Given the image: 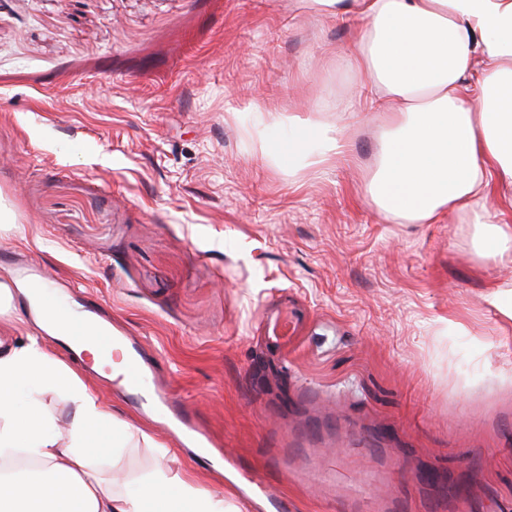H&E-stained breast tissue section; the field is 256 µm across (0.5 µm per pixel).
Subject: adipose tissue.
I'll use <instances>...</instances> for the list:
<instances>
[{
    "label": "adipose tissue",
    "mask_w": 512,
    "mask_h": 512,
    "mask_svg": "<svg viewBox=\"0 0 512 512\" xmlns=\"http://www.w3.org/2000/svg\"><path fill=\"white\" fill-rule=\"evenodd\" d=\"M319 14L359 20L342 64L369 91L386 127L370 202L404 224H424L463 210L484 225L483 251L512 265V225L499 191L512 188V0H308ZM287 142H272L296 168L318 151L345 154L346 135L292 115ZM27 386L62 389L71 403L66 438L38 405H19ZM68 363L52 359L40 337L0 341V463H33L23 476L0 478V512H173L175 484L193 512H224L223 498L194 477L144 479L134 491L120 473L103 477L92 455L98 428L111 424Z\"/></svg>",
    "instance_id": "ef3b65f1"
}]
</instances>
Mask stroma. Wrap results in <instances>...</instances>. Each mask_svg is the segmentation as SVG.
I'll use <instances>...</instances> for the list:
<instances>
[{"label": "stroma", "instance_id": "35a3bbf8", "mask_svg": "<svg viewBox=\"0 0 512 512\" xmlns=\"http://www.w3.org/2000/svg\"><path fill=\"white\" fill-rule=\"evenodd\" d=\"M354 21L303 0H10L0 9V340L35 330L15 260L159 351L207 440L178 445L90 359L88 391L153 447L96 465L129 485L172 465L238 512L252 482L290 512H512V279L462 212L398 224L366 202L383 138L340 59ZM342 125L345 160L289 172L263 137ZM280 384L253 378L259 360ZM439 465L441 496L410 476Z\"/></svg>", "mask_w": 512, "mask_h": 512}]
</instances>
